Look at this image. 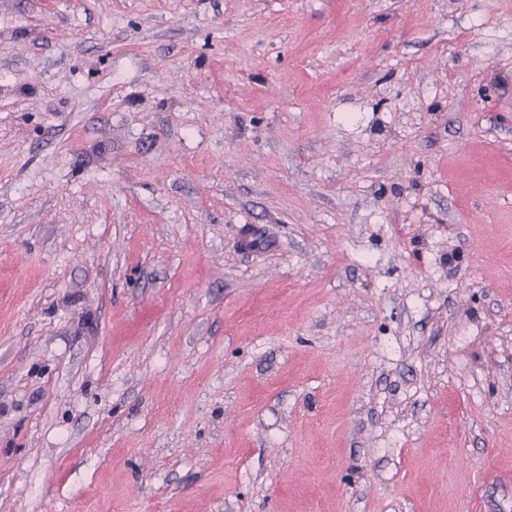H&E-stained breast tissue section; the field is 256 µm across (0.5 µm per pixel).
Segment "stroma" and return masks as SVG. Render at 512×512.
Instances as JSON below:
<instances>
[{
    "label": "stroma",
    "mask_w": 512,
    "mask_h": 512,
    "mask_svg": "<svg viewBox=\"0 0 512 512\" xmlns=\"http://www.w3.org/2000/svg\"><path fill=\"white\" fill-rule=\"evenodd\" d=\"M0 512H512V0H0Z\"/></svg>",
    "instance_id": "obj_1"
}]
</instances>
